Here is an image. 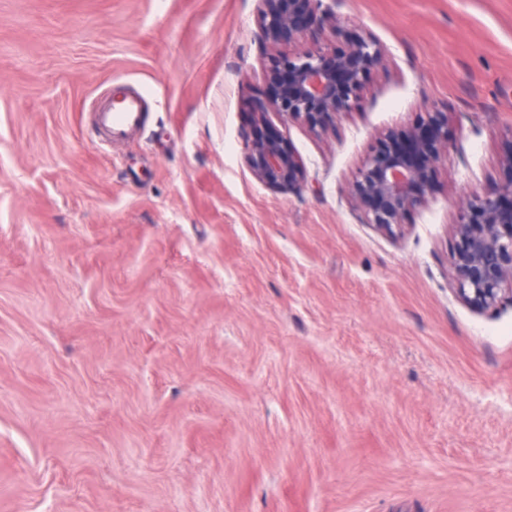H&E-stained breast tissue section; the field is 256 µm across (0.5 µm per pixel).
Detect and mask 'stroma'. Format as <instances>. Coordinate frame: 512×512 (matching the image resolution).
<instances>
[{
  "label": "stroma",
  "mask_w": 512,
  "mask_h": 512,
  "mask_svg": "<svg viewBox=\"0 0 512 512\" xmlns=\"http://www.w3.org/2000/svg\"><path fill=\"white\" fill-rule=\"evenodd\" d=\"M385 52L259 183L257 0H0V512H512V306L455 292L459 203L512 174V0H323ZM149 94L100 146L105 88ZM448 114L397 235L349 187Z\"/></svg>",
  "instance_id": "stroma-1"
}]
</instances>
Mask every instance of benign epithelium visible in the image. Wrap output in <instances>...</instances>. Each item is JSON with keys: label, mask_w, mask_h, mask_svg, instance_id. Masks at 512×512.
Instances as JSON below:
<instances>
[{"label": "benign epithelium", "mask_w": 512, "mask_h": 512, "mask_svg": "<svg viewBox=\"0 0 512 512\" xmlns=\"http://www.w3.org/2000/svg\"><path fill=\"white\" fill-rule=\"evenodd\" d=\"M261 39L269 50L264 78L270 97L253 114L244 138V160L252 176L277 189L302 190L308 175L275 122H298L322 134L351 114L370 74L385 54L364 32L350 34L321 0H257ZM344 42L323 40L325 32ZM296 38L310 46L280 50ZM448 113L434 109L402 131H390L364 160L350 195L368 223L388 234L404 217L428 204L430 173L448 158ZM452 256L456 292L479 313L512 304V182L473 192L454 224Z\"/></svg>", "instance_id": "benign-epithelium-1"}]
</instances>
